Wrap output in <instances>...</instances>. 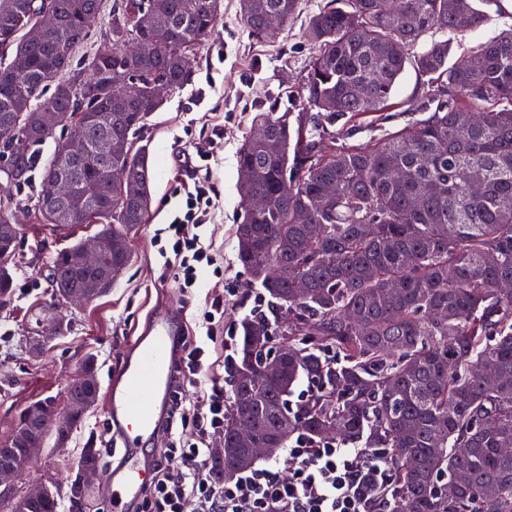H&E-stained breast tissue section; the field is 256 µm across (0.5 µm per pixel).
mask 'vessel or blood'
Masks as SVG:
<instances>
[{
	"label": "vessel or blood",
	"mask_w": 512,
	"mask_h": 512,
	"mask_svg": "<svg viewBox=\"0 0 512 512\" xmlns=\"http://www.w3.org/2000/svg\"><path fill=\"white\" fill-rule=\"evenodd\" d=\"M184 331L185 323L174 311L154 308L130 342L122 369L107 385L105 414L112 436L132 451L107 475L112 512H126L150 475V464L135 451L155 438L168 412L174 341Z\"/></svg>",
	"instance_id": "1"
}]
</instances>
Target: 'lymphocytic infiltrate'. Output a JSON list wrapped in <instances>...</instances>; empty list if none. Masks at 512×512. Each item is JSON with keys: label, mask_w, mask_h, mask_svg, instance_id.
Listing matches in <instances>:
<instances>
[{"label": "lymphocytic infiltrate", "mask_w": 512, "mask_h": 512, "mask_svg": "<svg viewBox=\"0 0 512 512\" xmlns=\"http://www.w3.org/2000/svg\"><path fill=\"white\" fill-rule=\"evenodd\" d=\"M209 190L205 180L186 187L185 208L165 229L167 245L161 255L166 266L176 268L180 286L187 290L211 263L199 233ZM225 312V300L212 299L198 321L206 344L184 348L178 365L179 395L164 425L171 444L130 512H392L383 498L387 464L365 448L315 444L299 437L283 451L287 475L267 465L220 486L205 475L207 438L224 426V387L214 381L205 389L201 383L218 352L232 347V337L224 333ZM197 386L201 394L184 404L182 390Z\"/></svg>", "instance_id": "1"}]
</instances>
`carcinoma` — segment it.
<instances>
[{"label": "carcinoma", "instance_id": "cac0c4a2", "mask_svg": "<svg viewBox=\"0 0 512 512\" xmlns=\"http://www.w3.org/2000/svg\"><path fill=\"white\" fill-rule=\"evenodd\" d=\"M59 23L38 42L26 38L40 3ZM102 0H0V155L11 181L42 168L34 219L95 224L122 247L147 223L151 167L144 130L163 106L150 88L191 80L195 51L215 32L223 0H116L107 44L73 66L76 46ZM503 0H324L307 20L315 47L288 105L257 110L238 156L244 208L237 260L269 302V313L240 323L224 358V468L212 480L252 467L233 430L246 423L252 448H285L297 435L380 450L391 471L393 512H512V26L461 52ZM300 0H240L249 36L264 41L265 19L286 27ZM436 32L448 35L426 38ZM136 39L140 55L124 44ZM422 91L404 126L378 141L351 142L366 117L387 119L407 67ZM53 112L68 123L91 113L89 139L112 137V156L69 173L95 200L75 210L50 206L55 158L67 140L40 124ZM461 112L476 113L463 126ZM346 128L336 137L337 126ZM52 155L42 160L48 140ZM127 173L138 184L132 193ZM483 192L473 196L471 185ZM420 198V206L414 200ZM304 212L309 222L293 217ZM104 271L74 269L62 249L52 258L56 290ZM306 283L299 293L295 284ZM278 335L288 345L274 347ZM308 382L310 394L292 402ZM11 433L6 456L28 467ZM80 498L72 488L25 512H58Z\"/></svg>", "mask_w": 512, "mask_h": 512}]
</instances>
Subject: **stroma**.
<instances>
[{"label":"stroma","instance_id":"obj_1","mask_svg":"<svg viewBox=\"0 0 512 512\" xmlns=\"http://www.w3.org/2000/svg\"><path fill=\"white\" fill-rule=\"evenodd\" d=\"M320 2L301 0L298 17L273 39L259 43L244 26L239 0H224L213 36L196 53L190 82L169 92L163 108L149 121L151 207L147 224L129 235L130 265L106 295L64 310L65 332L37 352L30 350L29 341L40 334L54 307L50 260L57 251L94 235L97 228L26 224L15 260L12 302L0 310V443L24 406L64 391L87 355L96 356L98 381L107 385L154 307L166 304L177 309L191 328L206 300L220 296L232 303L224 318L227 326L238 327L247 317L245 304L259 287L236 256L235 226L243 212L238 152L258 107L298 89L313 54L303 34L304 23ZM419 85L414 69H407L392 98V119L382 124L363 122L358 141L382 138L406 123V108ZM201 153L212 157L213 192L200 233L213 249L216 266L206 269L197 287L187 291L181 288L175 268L163 264L160 230L180 201L178 193L189 174L191 157ZM90 442L101 452V468L122 461L125 450L113 443L100 402L63 447L46 448L33 461L26 481L66 477Z\"/></svg>","mask_w":512,"mask_h":512}]
</instances>
